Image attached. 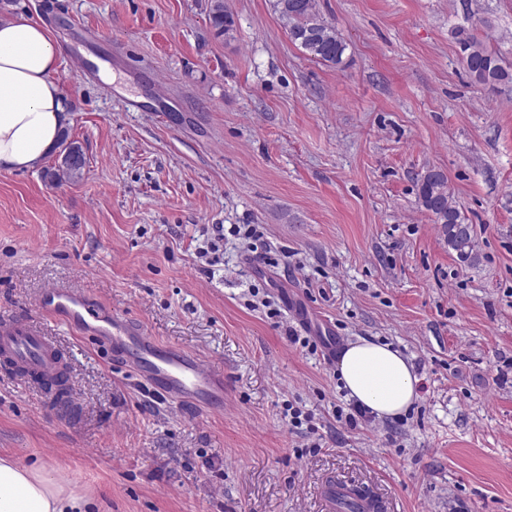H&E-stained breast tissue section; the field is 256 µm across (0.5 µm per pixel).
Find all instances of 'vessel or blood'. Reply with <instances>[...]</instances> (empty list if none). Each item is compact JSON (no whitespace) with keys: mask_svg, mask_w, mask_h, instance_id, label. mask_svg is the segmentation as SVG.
<instances>
[{"mask_svg":"<svg viewBox=\"0 0 512 512\" xmlns=\"http://www.w3.org/2000/svg\"><path fill=\"white\" fill-rule=\"evenodd\" d=\"M43 317L106 347L162 398L210 413L224 409V372L180 347L148 336L144 325L76 288L51 287L37 298ZM0 367L38 389L68 374V357L41 324L0 315Z\"/></svg>","mask_w":512,"mask_h":512,"instance_id":"vessel-or-blood-1","label":"vessel or blood"}]
</instances>
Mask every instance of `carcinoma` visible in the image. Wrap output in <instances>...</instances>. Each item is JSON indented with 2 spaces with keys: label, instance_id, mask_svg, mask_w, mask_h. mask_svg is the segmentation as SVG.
<instances>
[{
  "label": "carcinoma",
  "instance_id": "carcinoma-1",
  "mask_svg": "<svg viewBox=\"0 0 512 512\" xmlns=\"http://www.w3.org/2000/svg\"><path fill=\"white\" fill-rule=\"evenodd\" d=\"M273 7L291 41L308 56L333 65L342 62L345 42L336 29L317 11L315 0H274ZM209 22L216 36H229L234 31V19L224 8V0H210ZM457 40L466 68L471 77L484 86L512 82V72L506 71L498 59L472 33L460 30ZM59 144L68 152V158L58 168L47 173L55 181H76L81 178L85 159L81 147L68 140V132H62ZM418 200L421 206L441 225V232L448 249L454 251L463 262L477 259L474 253V231L464 223L460 209L449 187L448 177L439 170L424 173L418 179Z\"/></svg>",
  "mask_w": 512,
  "mask_h": 512
}]
</instances>
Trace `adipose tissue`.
Returning <instances> with one entry per match:
<instances>
[{
  "instance_id": "adipose-tissue-1",
  "label": "adipose tissue",
  "mask_w": 512,
  "mask_h": 512,
  "mask_svg": "<svg viewBox=\"0 0 512 512\" xmlns=\"http://www.w3.org/2000/svg\"><path fill=\"white\" fill-rule=\"evenodd\" d=\"M60 49L50 32L23 17L0 20V171L30 169L58 143L67 109L53 79ZM338 376L349 399L378 418H398L419 396V379L391 345L349 342ZM0 512H87L41 469L0 458Z\"/></svg>"
}]
</instances>
